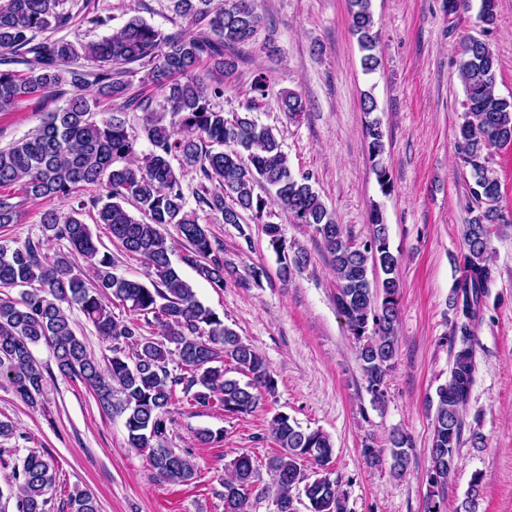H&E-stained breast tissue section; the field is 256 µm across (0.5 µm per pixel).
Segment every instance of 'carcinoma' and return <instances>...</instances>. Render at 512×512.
<instances>
[{
	"mask_svg": "<svg viewBox=\"0 0 512 512\" xmlns=\"http://www.w3.org/2000/svg\"><path fill=\"white\" fill-rule=\"evenodd\" d=\"M175 12L193 22H206L207 31L165 33L134 18L116 32L76 49L64 39L37 36L71 27L74 15L62 9L64 0H4L0 3V55L19 57L23 73L0 69V112L18 105L45 101L55 88L69 84L74 92L65 104L45 115L24 137L0 149V188L14 187L13 195H0V228L22 222L23 206L31 200L63 202V216L53 208L41 217V235L11 248L0 242V288L19 289V297H0V378L33 410L43 408L46 378L58 371L83 382L108 412L124 417L129 447L147 453L164 481L184 484L194 479L193 455L166 442L172 424L176 387L191 395L200 407L218 406L228 417L253 413L264 395L276 391L277 381L265 357L246 343L218 314L204 306L183 277L180 264L191 267L216 288L224 287L235 268L224 260V250L213 244L208 229L187 208L180 170L190 167L199 175L196 206L221 216L225 224H242L243 215L262 223L269 203L288 213L295 224H307L320 236L336 277V308L357 344L358 360L373 402L384 400L388 378L397 355L400 309L399 256L391 248L381 211L371 216L372 233L355 242L336 222L311 183V177L292 173L275 128L253 116L258 99L270 86L258 76L255 96L243 112L226 117L213 105L224 96V77L236 69V50L248 44L263 22L257 0H172ZM497 0H481L479 18L487 28L496 21ZM351 29L357 35L365 71L379 66L374 50L372 0H351ZM458 76L463 86V120L459 124L457 155L469 169L471 218L463 231L464 253L460 276L452 290L456 322L451 336L453 363L450 379L437 388L433 436L428 453L427 483L431 488L423 512H444L440 492L455 468L462 435L461 410L468 402L476 371V327L482 319L488 288L495 277L491 260V232L509 222L497 206L500 186L489 169L491 150L512 145V101L496 87L498 58L490 45L470 39L459 49ZM92 64L87 70L78 58ZM210 63L211 77L194 74L198 64ZM144 79L161 93L163 102L129 95L131 77ZM123 100V106L149 114L141 134L129 131L125 119L114 112L97 118L100 99ZM283 112L297 118L305 111L301 96L280 93ZM144 138L149 150L138 152ZM372 171L381 191H392L393 181L382 160L384 135L373 119L365 127ZM179 167H174L172 161ZM106 182V200L92 201L96 223L105 225L112 240L128 253L142 257L154 278L145 284L115 272L112 255L100 250V241L80 216L87 202L81 190ZM264 185L271 199L254 194ZM231 198L227 204L225 198ZM132 202L141 218L124 203ZM172 225L185 244L180 263L164 229ZM269 244L281 263L283 279L309 261L308 254L288 250L275 224L264 225ZM66 243L67 251L49 252L52 242ZM82 258L85 266L77 264ZM380 271L374 281L369 274ZM119 304L143 316H152L161 338L142 333L135 320H121L112 312ZM84 315L97 334L110 344L107 364L91 355L70 316L72 308ZM41 343L51 350L55 367L42 365L33 348ZM132 353H126V348ZM177 357L180 373L168 369ZM236 372L246 380L231 376ZM280 451L267 468L272 477L273 502L281 512H292L296 490H302L310 512H350L348 501L330 478L326 466L334 448L320 429L302 428L286 414L270 423ZM413 443L395 431L390 448L369 444L362 449L365 464L376 468L390 456L393 476L409 467ZM319 469L304 475V463ZM221 480L224 503L231 512H247L255 472L247 455L225 466ZM55 460L30 451L14 465L13 485L18 489L17 512H47L56 485ZM482 477L474 475L463 512H478ZM70 512H98L93 495L76 492L69 498Z\"/></svg>",
	"mask_w": 512,
	"mask_h": 512,
	"instance_id": "obj_1",
	"label": "carcinoma"
}]
</instances>
